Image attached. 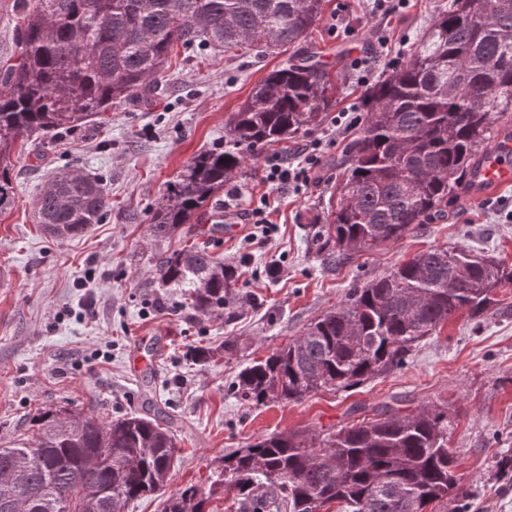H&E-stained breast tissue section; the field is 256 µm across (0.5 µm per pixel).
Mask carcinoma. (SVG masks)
Listing matches in <instances>:
<instances>
[{
	"label": "carcinoma",
	"instance_id": "1",
	"mask_svg": "<svg viewBox=\"0 0 512 512\" xmlns=\"http://www.w3.org/2000/svg\"><path fill=\"white\" fill-rule=\"evenodd\" d=\"M17 63L0 69V213L13 202L10 158L37 133L83 128L115 103L145 104L176 47L290 46L308 34L322 0H16ZM319 64L270 72L231 113L232 146L194 157L167 185L149 224L172 236L224 190L258 148L320 125L333 106ZM364 123L344 146L333 219L313 225L323 269L395 244L440 215L492 151L495 118L512 112V0H451L407 60L365 90ZM110 209L103 180L58 173L38 195L34 221L77 237ZM156 282L183 288L202 316L224 313L238 269L206 246L164 254ZM512 284V268L461 246L418 252L354 288L301 336L248 362L233 382L247 402L300 403L402 368L426 337L465 310L476 317ZM37 444L0 445V512L14 494L25 512H128L145 496L162 512H206L214 489L167 494L172 426L132 414L106 421L66 407L37 415ZM448 449V406L376 418L324 437L272 433L224 454L214 481L237 512H445L464 498Z\"/></svg>",
	"mask_w": 512,
	"mask_h": 512
}]
</instances>
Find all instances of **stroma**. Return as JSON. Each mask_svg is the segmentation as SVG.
<instances>
[{
	"mask_svg": "<svg viewBox=\"0 0 512 512\" xmlns=\"http://www.w3.org/2000/svg\"><path fill=\"white\" fill-rule=\"evenodd\" d=\"M448 0H408L386 14L375 0H323L308 35L262 56L244 50L177 49L151 105H113L81 129L15 152V196L0 214V439L32 437L37 408L65 406L112 420L129 413L173 418L179 460L169 492L209 489L222 458L268 434H316L373 417L399 401L403 412L444 404L448 448L467 489L461 512H512V472L499 461L512 448V285L482 316L462 313L425 338L407 364L347 392H318L297 404L246 403L227 391L241 366L263 359L339 306L350 288L433 245L469 247L512 264V187L475 203L457 197L445 215L399 243L357 254L335 271L310 250L325 223L345 140L341 113L361 109L366 86L406 60ZM313 56L324 64L336 105L317 129L274 144L290 161L316 145L319 164L301 190L275 197L277 230L248 242L245 209L268 187L262 162L231 178L241 197L216 226L205 211L191 234L155 238L149 218L168 183L203 151L223 149L227 119L274 69ZM77 168L102 178L112 206L82 236L58 240L35 224L34 199L53 174ZM238 266L223 314L195 313L182 291L153 279L158 254L190 243ZM236 342L225 352V341ZM206 348L213 356L196 361ZM364 413H356V406Z\"/></svg>",
	"mask_w": 512,
	"mask_h": 512,
	"instance_id": "stroma-1",
	"label": "stroma"
}]
</instances>
